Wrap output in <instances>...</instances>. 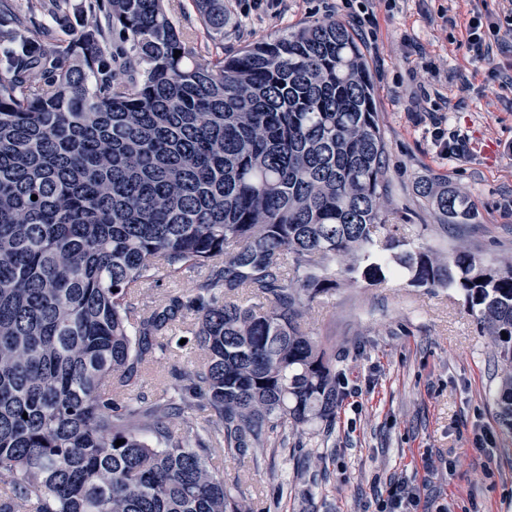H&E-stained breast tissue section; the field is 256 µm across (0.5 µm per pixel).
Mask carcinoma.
Wrapping results in <instances>:
<instances>
[{
  "instance_id": "cac0c4a2",
  "label": "carcinoma",
  "mask_w": 512,
  "mask_h": 512,
  "mask_svg": "<svg viewBox=\"0 0 512 512\" xmlns=\"http://www.w3.org/2000/svg\"><path fill=\"white\" fill-rule=\"evenodd\" d=\"M193 3L224 37V0ZM71 9L0 10V512H246L211 461L335 418L336 352L299 317L346 257L352 278L463 295L505 363L495 403L512 435V261L378 237L388 144L345 22L201 64L163 0H88L77 28ZM414 192L442 225L476 219L446 182ZM185 266L208 270L193 293L139 305L156 270ZM183 338L198 368L131 395ZM201 406L208 425L178 432Z\"/></svg>"
}]
</instances>
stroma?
Returning <instances> with one entry per match:
<instances>
[{"label": "stroma", "instance_id": "35a3bbf8", "mask_svg": "<svg viewBox=\"0 0 512 512\" xmlns=\"http://www.w3.org/2000/svg\"><path fill=\"white\" fill-rule=\"evenodd\" d=\"M231 47L334 16L350 23L375 82L380 125L389 146L386 225L410 246L448 253L464 246L486 261L512 259V44L474 62L461 45L472 8L505 17L512 0H226ZM367 13L370 23L354 24ZM498 77L488 81L489 68ZM469 139L471 155L441 156L429 121ZM461 189L475 223L441 228L415 195L421 177ZM206 269L159 272L142 290L151 306L169 292L191 293ZM302 325L336 351L341 398L334 421L291 432L284 447L243 458H218L225 483L244 492L248 512H378L390 487H418L412 512H512V441L497 420L493 396L501 359L463 296L400 278L372 285L340 279L302 312ZM197 352L163 358L142 372L134 393L155 398L172 367L194 370Z\"/></svg>", "mask_w": 512, "mask_h": 512}]
</instances>
